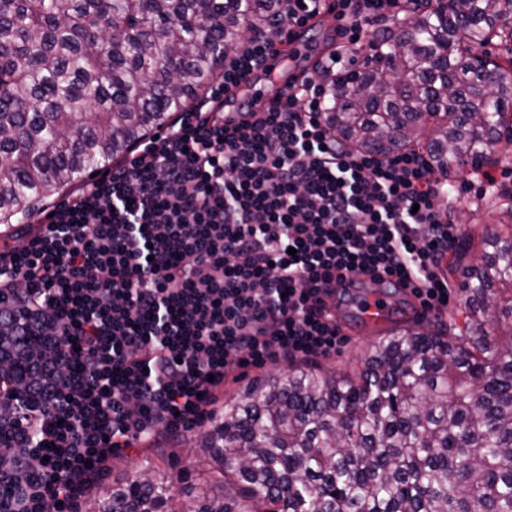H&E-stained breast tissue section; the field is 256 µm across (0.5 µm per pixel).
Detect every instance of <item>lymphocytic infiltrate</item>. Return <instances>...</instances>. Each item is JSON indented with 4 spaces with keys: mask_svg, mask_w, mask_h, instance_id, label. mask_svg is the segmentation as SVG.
I'll return each instance as SVG.
<instances>
[{
    "mask_svg": "<svg viewBox=\"0 0 512 512\" xmlns=\"http://www.w3.org/2000/svg\"><path fill=\"white\" fill-rule=\"evenodd\" d=\"M276 2L274 31H244L205 100L35 214L44 232L0 247V326L44 348L33 406L0 405L8 512H57L116 450L192 429L234 369L334 351L337 281L364 274L447 307V175L417 151L354 149L325 120L329 75L401 0H336L339 40L317 72L225 118V91L324 8Z\"/></svg>",
    "mask_w": 512,
    "mask_h": 512,
    "instance_id": "obj_1",
    "label": "lymphocytic infiltrate"
}]
</instances>
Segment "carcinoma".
Here are the masks:
<instances>
[{"label": "carcinoma", "instance_id": "obj_1", "mask_svg": "<svg viewBox=\"0 0 512 512\" xmlns=\"http://www.w3.org/2000/svg\"><path fill=\"white\" fill-rule=\"evenodd\" d=\"M384 65L334 84L353 147L425 151L438 171L490 161L512 112V0H412ZM274 0H0V224L127 155L187 110ZM433 122L427 143L417 129ZM462 268L464 328L402 329L355 376L292 365L212 414L204 484L142 474L87 512H512V232Z\"/></svg>", "mask_w": 512, "mask_h": 512}]
</instances>
